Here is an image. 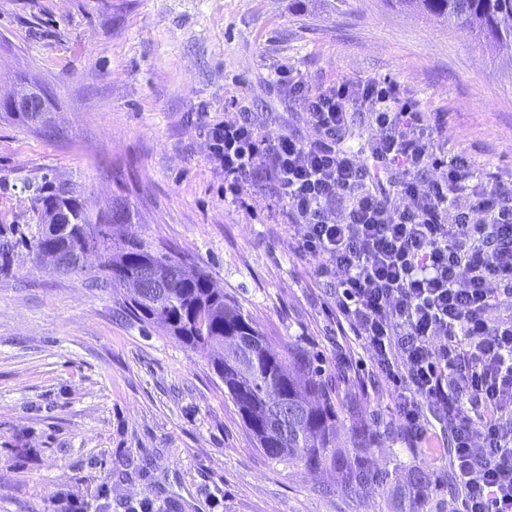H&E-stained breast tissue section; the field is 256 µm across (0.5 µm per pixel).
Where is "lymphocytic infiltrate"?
Wrapping results in <instances>:
<instances>
[{"instance_id":"1","label":"lymphocytic infiltrate","mask_w":512,"mask_h":512,"mask_svg":"<svg viewBox=\"0 0 512 512\" xmlns=\"http://www.w3.org/2000/svg\"><path fill=\"white\" fill-rule=\"evenodd\" d=\"M275 81L317 137L270 135L236 104L208 131L232 204L262 193L301 226L298 252L338 276V334L393 383L413 447H438L436 409L454 429L463 512H512V321L498 318L512 312V191L441 155L438 122L390 80L314 87L284 65ZM354 111L377 131L363 161L343 144ZM431 166L443 176L422 179Z\"/></svg>"}]
</instances>
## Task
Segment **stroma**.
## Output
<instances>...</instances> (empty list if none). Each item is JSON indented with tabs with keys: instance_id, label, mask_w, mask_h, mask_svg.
I'll list each match as a JSON object with an SVG mask.
<instances>
[{
	"instance_id": "1",
	"label": "stroma",
	"mask_w": 512,
	"mask_h": 512,
	"mask_svg": "<svg viewBox=\"0 0 512 512\" xmlns=\"http://www.w3.org/2000/svg\"><path fill=\"white\" fill-rule=\"evenodd\" d=\"M387 78L441 121L439 147L480 175L512 181V67L468 32L387 0H0V98L17 77L44 87L52 123L0 119V225L33 221L29 187L73 182L96 211L125 203L135 232L171 246L261 329L269 348H301L332 383L338 447L369 433L370 468L429 467L424 512H460L450 449L411 447L391 383L336 333L337 279L297 251L300 227L268 199L224 198L207 131L230 97L272 132L315 131L273 82ZM96 259L66 274L27 258L0 275V512H384V494L348 497L340 474L277 463L255 444L205 356L98 288ZM358 368H336L337 347Z\"/></svg>"
}]
</instances>
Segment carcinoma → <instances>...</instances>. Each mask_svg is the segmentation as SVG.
<instances>
[{"label": "carcinoma", "mask_w": 512, "mask_h": 512, "mask_svg": "<svg viewBox=\"0 0 512 512\" xmlns=\"http://www.w3.org/2000/svg\"><path fill=\"white\" fill-rule=\"evenodd\" d=\"M395 2L430 21L470 30L486 50L512 49V0ZM32 202L37 223L0 225V272L9 268L20 247L35 264L42 250H67L73 260L66 271L75 273L83 270L79 254L96 251L106 284H144L132 302L142 322L207 357L268 458L311 468L333 467L347 494L362 496L377 486L386 491L392 512H423L431 486L429 468L398 463L391 470H372L365 463L368 439L363 435L354 439L350 450L337 447L332 388L317 375L306 354L297 347L283 354L272 352L253 320L185 257L159 252L135 236L113 241L110 224L128 220L124 203L92 213L73 184L47 178L33 187ZM277 396L300 410L282 438L269 411Z\"/></svg>", "instance_id": "cac0c4a2"}]
</instances>
